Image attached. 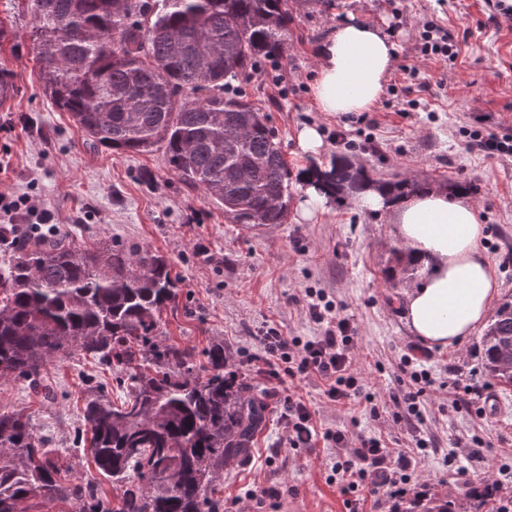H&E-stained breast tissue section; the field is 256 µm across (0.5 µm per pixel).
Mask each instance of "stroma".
<instances>
[{
	"label": "stroma",
	"instance_id": "stroma-1",
	"mask_svg": "<svg viewBox=\"0 0 512 512\" xmlns=\"http://www.w3.org/2000/svg\"><path fill=\"white\" fill-rule=\"evenodd\" d=\"M291 13L279 58L282 86L250 72L237 88L267 114L292 177V196L302 192V170H325L338 160L376 181L395 175L430 187L468 181L484 226L480 247L496 270L497 297L512 296V157L490 158L467 146L476 130L512 133V19L495 15L488 0H292ZM351 16L394 34L398 58L370 111L330 115L312 102L313 52ZM0 20L11 29L12 45L0 52V68L13 74L12 92L0 103V192L38 198L58 233L76 244L113 239L169 258L179 298L161 315V342L200 350L223 342L232 370L269 394L267 424L252 455L217 484L224 512H346L331 467L368 436L397 449L408 448L413 436L426 439L410 475L421 500H452L458 512H494L485 489L499 480L512 497V388L491 383L482 331L458 347H430L424 367L432 384L421 399V417L397 402L410 383L400 359L421 342L406 322L405 279L386 278L402 245L391 213L370 214L341 197L312 222L291 211L281 224H235L211 197L170 172L162 151L90 149L70 113L42 90L28 0H0ZM427 21L457 36L455 60L418 56ZM311 124L323 135L325 152L318 157L297 144L299 129ZM340 129L348 143L337 142ZM311 289L324 292L337 315L354 323L353 366L373 401L331 403L315 377L285 380L280 393L303 397L319 430L344 431L345 448L289 447L272 386L259 373L261 338L269 329L304 341L321 334L307 310ZM49 376L55 403L0 380V408H25L48 447L77 475L92 474L73 439L86 428L80 407L87 387L111 384L112 374L76 355L50 366ZM457 378L488 383L494 413L482 417L466 406L465 392L453 386ZM270 487L279 490L278 500L245 496L247 489Z\"/></svg>",
	"mask_w": 512,
	"mask_h": 512
}]
</instances>
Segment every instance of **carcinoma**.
Masks as SVG:
<instances>
[{"label":"carcinoma","mask_w":512,"mask_h":512,"mask_svg":"<svg viewBox=\"0 0 512 512\" xmlns=\"http://www.w3.org/2000/svg\"><path fill=\"white\" fill-rule=\"evenodd\" d=\"M33 50L45 94L71 114L90 145L163 151L187 187L236 224L284 223L290 183L281 143L262 108L234 92L263 58L284 51L288 0H32ZM330 192L357 181L343 167L321 174ZM417 184L375 189L399 202ZM178 300L162 255L58 236L14 246L0 272V380L43 401L46 369L78 352L117 375L125 392L99 390L82 406L80 451L110 479L71 475L21 408L0 411V512H224L221 471L248 458L267 418L266 395L228 370L224 343L202 352L159 341L161 312ZM512 342V299L482 337L488 374L503 388L499 345Z\"/></svg>","instance_id":"obj_1"}]
</instances>
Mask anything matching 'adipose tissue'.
Instances as JSON below:
<instances>
[{"label":"adipose tissue","instance_id":"ef3b65f1","mask_svg":"<svg viewBox=\"0 0 512 512\" xmlns=\"http://www.w3.org/2000/svg\"><path fill=\"white\" fill-rule=\"evenodd\" d=\"M399 44L381 27L348 17L315 47L312 86L318 111L332 114L369 111L395 65ZM357 206L391 209L408 261L421 277L406 293V321L423 342L455 347L480 326L497 292L494 270L479 249L483 226L473 201L440 188L419 191L399 205L366 189Z\"/></svg>","mask_w":512,"mask_h":512}]
</instances>
